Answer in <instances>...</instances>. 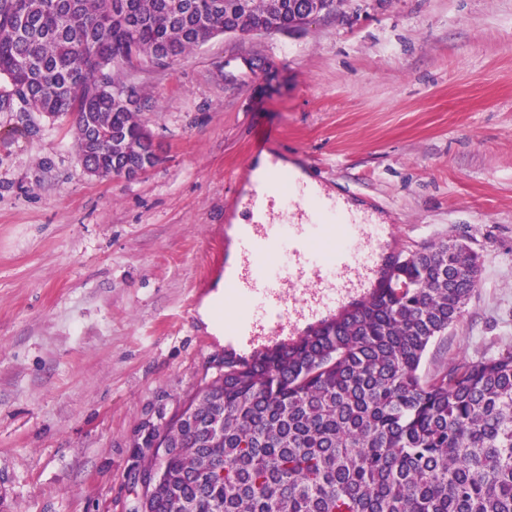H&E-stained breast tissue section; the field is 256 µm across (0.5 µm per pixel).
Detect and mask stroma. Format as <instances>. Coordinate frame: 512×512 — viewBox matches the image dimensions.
I'll list each match as a JSON object with an SVG mask.
<instances>
[{"instance_id": "stroma-1", "label": "stroma", "mask_w": 512, "mask_h": 512, "mask_svg": "<svg viewBox=\"0 0 512 512\" xmlns=\"http://www.w3.org/2000/svg\"><path fill=\"white\" fill-rule=\"evenodd\" d=\"M123 80L160 155L132 180L90 176L72 121L0 81V512H127L141 425L226 354L278 344L198 315L265 139L390 225L389 251L477 252L476 293L424 370L512 346V0H344Z\"/></svg>"}]
</instances>
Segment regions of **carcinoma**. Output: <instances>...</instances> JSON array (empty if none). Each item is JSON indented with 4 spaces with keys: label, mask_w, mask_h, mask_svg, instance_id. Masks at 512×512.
<instances>
[{
    "label": "carcinoma",
    "mask_w": 512,
    "mask_h": 512,
    "mask_svg": "<svg viewBox=\"0 0 512 512\" xmlns=\"http://www.w3.org/2000/svg\"><path fill=\"white\" fill-rule=\"evenodd\" d=\"M299 0H0V80L31 111L72 119L82 163L104 138L138 157L134 62L181 59L217 34L292 29ZM480 275L465 242L389 256L383 286L295 340L224 359L168 428L148 512H512V348L423 372ZM224 462V474L216 463Z\"/></svg>",
    "instance_id": "obj_1"
}]
</instances>
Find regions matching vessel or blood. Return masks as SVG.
Listing matches in <instances>:
<instances>
[{"mask_svg": "<svg viewBox=\"0 0 512 512\" xmlns=\"http://www.w3.org/2000/svg\"><path fill=\"white\" fill-rule=\"evenodd\" d=\"M250 227L234 241L244 264L224 278L241 316L224 323L232 335L283 331L287 290L309 285L308 319L340 307L356 288H374L382 225L340 202L324 206L306 184L281 174L275 187L255 181L241 202Z\"/></svg>", "mask_w": 512, "mask_h": 512, "instance_id": "b4317fda", "label": "vessel or blood"}]
</instances>
